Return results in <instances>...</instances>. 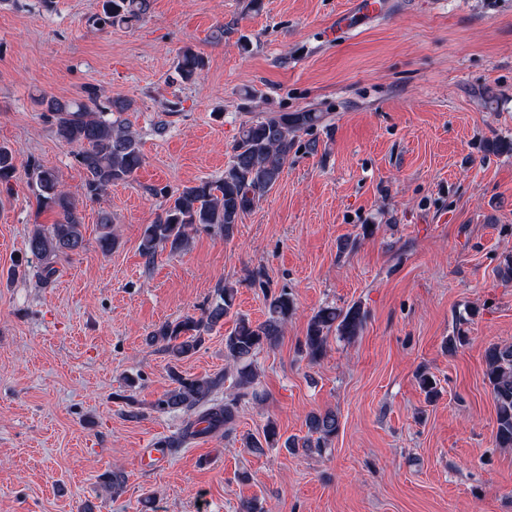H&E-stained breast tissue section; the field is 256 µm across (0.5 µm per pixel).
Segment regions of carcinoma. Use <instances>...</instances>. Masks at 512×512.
Listing matches in <instances>:
<instances>
[{
	"label": "carcinoma",
	"instance_id": "1",
	"mask_svg": "<svg viewBox=\"0 0 512 512\" xmlns=\"http://www.w3.org/2000/svg\"><path fill=\"white\" fill-rule=\"evenodd\" d=\"M148 10L149 0H102V12L90 16L88 25L97 30L114 24L129 26L142 19ZM203 66V58L188 48L179 55L176 74L181 81L190 82ZM41 104L45 109L44 117L56 137L76 148L75 157L85 172L82 186L85 198L96 199L108 187L129 181L142 166L138 136L123 117L132 109L130 101L109 98L101 103L97 90L90 88L83 100L44 97ZM321 120L319 112H278L242 122L224 176L186 185L169 195L162 212L146 226L139 244L146 263H151L160 248H167L172 253L185 251L192 233L200 228L230 236L242 216L279 181L298 134ZM15 170L16 150L1 145V187L10 186ZM32 170L41 198L58 214V220L53 224L33 225L27 238V251L39 262L38 279L46 282L56 273L57 260L83 251V217L76 200L54 170L36 163ZM99 224V246L102 251L109 252L116 243L111 216L101 214ZM252 284L266 294V319L256 322L239 314L234 328L224 336V356L236 367L234 388L237 392L218 399L214 394L224 384V377L198 378L174 369V387L151 404L152 411L162 414L199 409L196 419L187 424V436L220 431L231 433L240 399L249 394L259 399L254 388L257 373L253 358L261 349L278 344L283 325L295 311V303L286 290L271 291L269 282L259 276L252 278ZM236 295L233 284L218 286L214 301L200 316L164 322L152 332L149 341L161 344L162 352L173 365L190 358L203 346L206 335L230 314ZM364 323L365 312L359 305L346 309L323 307L311 317L306 336L299 342V351L309 362L316 363L327 352L329 335L334 333L342 340H352L359 335ZM485 363V379L496 407V442L501 448H512V343L489 347ZM416 378L427 400L435 401L440 392L434 377L420 371ZM306 426L308 433L305 437L283 440L277 425L270 420L262 437L249 434L243 438V444L255 453L279 443L291 451L302 448L320 452L336 436L338 416L332 410L312 412L307 415ZM99 483L109 492L117 491L123 485V475L114 470L106 471L99 475Z\"/></svg>",
	"mask_w": 512,
	"mask_h": 512
}]
</instances>
